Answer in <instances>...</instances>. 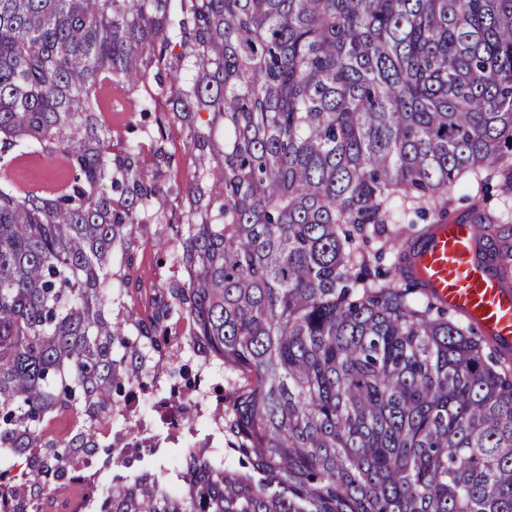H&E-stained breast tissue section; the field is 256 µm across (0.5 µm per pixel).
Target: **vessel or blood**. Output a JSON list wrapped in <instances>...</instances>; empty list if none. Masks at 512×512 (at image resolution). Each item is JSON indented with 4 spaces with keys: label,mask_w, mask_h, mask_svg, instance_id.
Masks as SVG:
<instances>
[{
    "label": "vessel or blood",
    "mask_w": 512,
    "mask_h": 512,
    "mask_svg": "<svg viewBox=\"0 0 512 512\" xmlns=\"http://www.w3.org/2000/svg\"><path fill=\"white\" fill-rule=\"evenodd\" d=\"M413 265L444 303L462 310L501 347L512 348V290L501 286L482 253L475 225H437L416 247Z\"/></svg>",
    "instance_id": "b4317fda"
}]
</instances>
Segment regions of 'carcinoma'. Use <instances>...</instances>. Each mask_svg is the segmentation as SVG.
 <instances>
[{
    "mask_svg": "<svg viewBox=\"0 0 512 512\" xmlns=\"http://www.w3.org/2000/svg\"><path fill=\"white\" fill-rule=\"evenodd\" d=\"M30 154L68 180L19 186ZM463 183L512 198V0H0V512H512V359L409 274L431 227L393 228L472 220L512 287ZM187 343L245 381L214 386L237 462L188 448L85 497L78 461L155 455L112 413L196 386Z\"/></svg>",
    "mask_w": 512,
    "mask_h": 512,
    "instance_id": "1",
    "label": "carcinoma"
}]
</instances>
